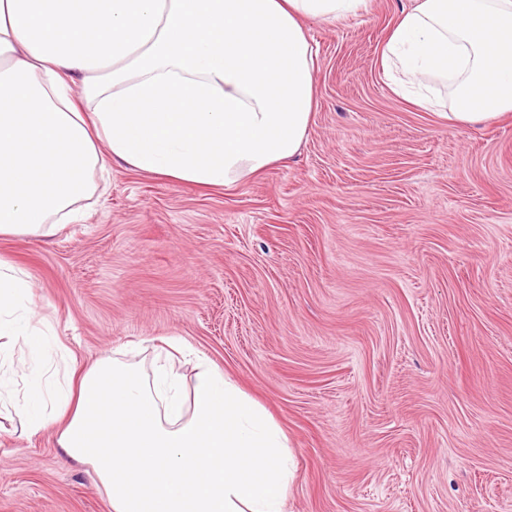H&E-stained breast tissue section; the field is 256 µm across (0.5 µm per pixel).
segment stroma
Wrapping results in <instances>:
<instances>
[{"mask_svg":"<svg viewBox=\"0 0 512 512\" xmlns=\"http://www.w3.org/2000/svg\"><path fill=\"white\" fill-rule=\"evenodd\" d=\"M415 0L308 23L299 154L246 182L111 161L49 235L0 237L55 365L181 342L286 431L285 512H512V113L449 127L380 53ZM0 512H110L52 432L0 421Z\"/></svg>","mask_w":512,"mask_h":512,"instance_id":"stroma-1","label":"stroma"}]
</instances>
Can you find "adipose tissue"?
<instances>
[{
  "label": "adipose tissue",
  "instance_id": "1",
  "mask_svg": "<svg viewBox=\"0 0 512 512\" xmlns=\"http://www.w3.org/2000/svg\"><path fill=\"white\" fill-rule=\"evenodd\" d=\"M370 0H0V236L53 232L116 159L137 171L232 186L298 153L316 104L305 20L334 22ZM394 92L432 104L453 85L449 126L512 112V0H417L381 50ZM83 88L85 97L75 95ZM26 272L0 259V337L28 350ZM117 357L86 370L30 366L16 397L0 348V408L32 435L54 431L91 465L110 512H284L288 436L223 369Z\"/></svg>",
  "mask_w": 512,
  "mask_h": 512
}]
</instances>
